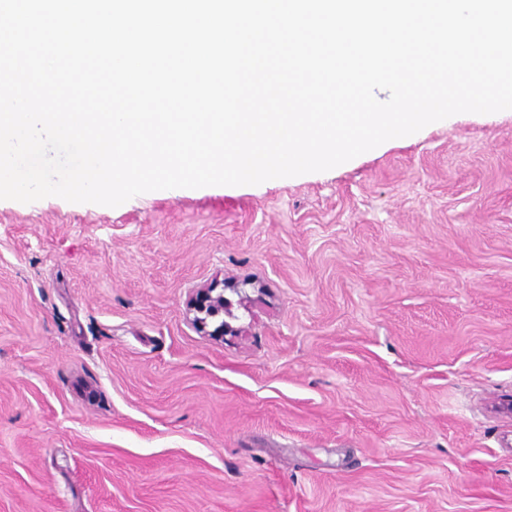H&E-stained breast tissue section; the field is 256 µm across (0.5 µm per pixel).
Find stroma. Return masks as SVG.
I'll use <instances>...</instances> for the list:
<instances>
[{
    "label": "stroma",
    "instance_id": "stroma-1",
    "mask_svg": "<svg viewBox=\"0 0 512 512\" xmlns=\"http://www.w3.org/2000/svg\"><path fill=\"white\" fill-rule=\"evenodd\" d=\"M0 512H512V111L254 186L0 200ZM214 290L215 288L203 289L196 301V310L203 315L199 317V322L204 327L208 324L209 319L217 317L224 308V294L214 297L211 294Z\"/></svg>",
    "mask_w": 512,
    "mask_h": 512
}]
</instances>
